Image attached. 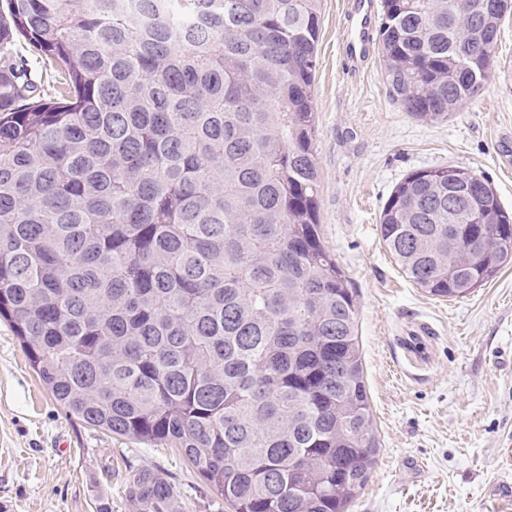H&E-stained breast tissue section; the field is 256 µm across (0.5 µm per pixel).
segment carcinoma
I'll return each mask as SVG.
<instances>
[{
    "mask_svg": "<svg viewBox=\"0 0 512 512\" xmlns=\"http://www.w3.org/2000/svg\"><path fill=\"white\" fill-rule=\"evenodd\" d=\"M382 0L403 108L490 81L512 0ZM322 0H0V318L70 415L179 449L231 512H349L378 440L354 293L321 243L312 83ZM24 42L32 69L14 52ZM474 171L421 169L379 234L463 298L512 264ZM172 512L165 478L127 480Z\"/></svg>",
    "mask_w": 512,
    "mask_h": 512,
    "instance_id": "cac0c4a2",
    "label": "carcinoma"
}]
</instances>
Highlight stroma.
Here are the masks:
<instances>
[{
  "mask_svg": "<svg viewBox=\"0 0 512 512\" xmlns=\"http://www.w3.org/2000/svg\"><path fill=\"white\" fill-rule=\"evenodd\" d=\"M349 0H323L313 83L318 222L354 290L364 381L380 443L352 512H512V266L453 300L400 272L379 215L407 174L474 170L512 211V17L488 85L445 120L399 104L379 52L354 64ZM174 488L173 512H230L175 448L69 415L0 320V512H135L126 480Z\"/></svg>",
  "mask_w": 512,
  "mask_h": 512,
  "instance_id": "stroma-1",
  "label": "stroma"
}]
</instances>
